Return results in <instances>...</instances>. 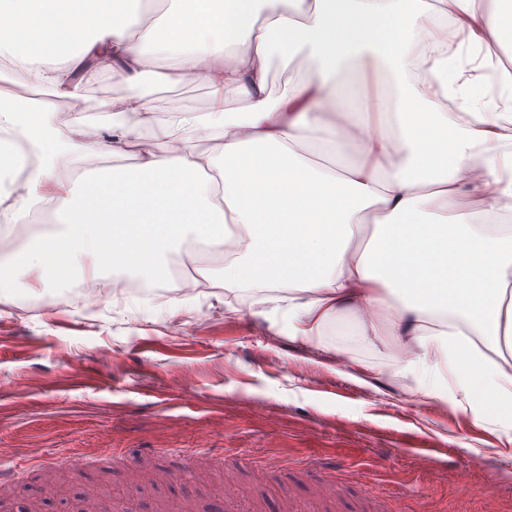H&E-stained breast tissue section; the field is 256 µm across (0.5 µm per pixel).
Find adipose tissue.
Masks as SVG:
<instances>
[{"instance_id": "adipose-tissue-1", "label": "adipose tissue", "mask_w": 512, "mask_h": 512, "mask_svg": "<svg viewBox=\"0 0 512 512\" xmlns=\"http://www.w3.org/2000/svg\"><path fill=\"white\" fill-rule=\"evenodd\" d=\"M91 35L56 47L0 39V241L26 236L8 275L53 291L122 279L167 284L205 249L256 317L307 345L345 341L359 363L407 380L475 425L512 430V44L503 0H76ZM204 7L186 40L166 20ZM239 33L232 51L215 28ZM302 57L288 94L276 62ZM39 91L12 90L16 71ZM128 91L59 127L49 96L106 73ZM204 82L207 108L159 122L142 93ZM233 108H225V100ZM109 155L113 167L63 169ZM155 224L129 221L131 189ZM365 247H356L359 238ZM451 273H433L443 254ZM395 310L408 356L381 349L367 319Z\"/></svg>"}]
</instances>
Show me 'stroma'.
<instances>
[{"mask_svg": "<svg viewBox=\"0 0 512 512\" xmlns=\"http://www.w3.org/2000/svg\"><path fill=\"white\" fill-rule=\"evenodd\" d=\"M52 8L17 0L18 32L42 40ZM142 90L161 122L209 100L201 82L148 80ZM125 91L121 77H104L57 108V119L67 124L88 102ZM190 277L203 286L182 296L100 285L52 305L0 289V469L35 499L47 461L74 462L43 512H70L78 493L95 497L98 512L126 499L139 512L170 501L211 512L228 468L239 474L231 512H512V432L475 426L397 379L274 333L225 293L214 265H196ZM174 318L184 335L167 332ZM103 349L110 359H99ZM260 459L273 468L258 485L249 472ZM159 467L173 470L172 482L145 492L133 485V470ZM336 474L347 493L321 505L315 489ZM491 478L495 500L473 493Z\"/></svg>", "mask_w": 512, "mask_h": 512, "instance_id": "obj_1", "label": "stroma"}]
</instances>
